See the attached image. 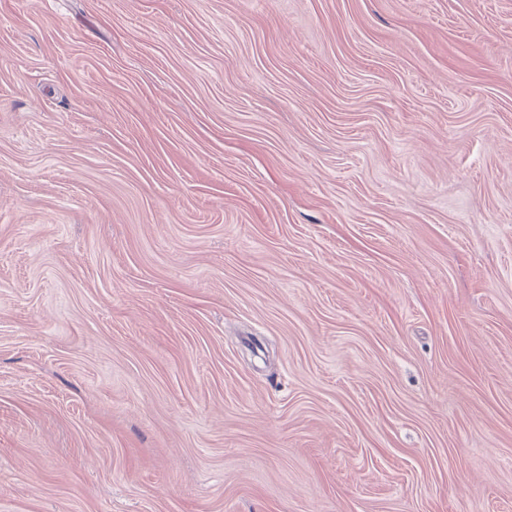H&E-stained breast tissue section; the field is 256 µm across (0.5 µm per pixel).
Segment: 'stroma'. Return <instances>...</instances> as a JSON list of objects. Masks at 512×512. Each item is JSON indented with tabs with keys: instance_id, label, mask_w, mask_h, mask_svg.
<instances>
[{
	"instance_id": "stroma-1",
	"label": "stroma",
	"mask_w": 512,
	"mask_h": 512,
	"mask_svg": "<svg viewBox=\"0 0 512 512\" xmlns=\"http://www.w3.org/2000/svg\"><path fill=\"white\" fill-rule=\"evenodd\" d=\"M0 512H512V0H0Z\"/></svg>"
}]
</instances>
